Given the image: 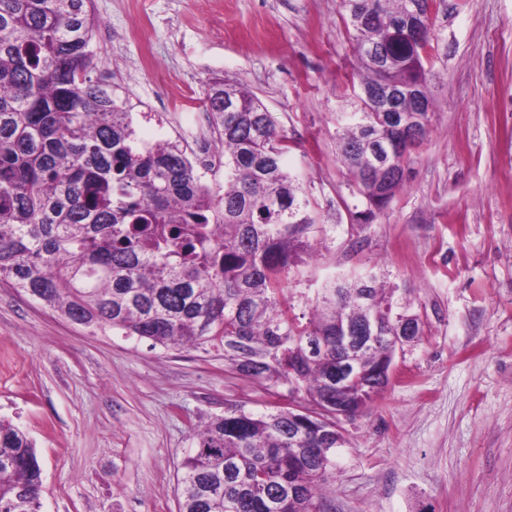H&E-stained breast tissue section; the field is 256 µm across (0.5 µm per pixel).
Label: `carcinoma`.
Returning a JSON list of instances; mask_svg holds the SVG:
<instances>
[{
	"instance_id": "obj_1",
	"label": "carcinoma",
	"mask_w": 512,
	"mask_h": 512,
	"mask_svg": "<svg viewBox=\"0 0 512 512\" xmlns=\"http://www.w3.org/2000/svg\"><path fill=\"white\" fill-rule=\"evenodd\" d=\"M415 0H341L364 75L360 108L340 121L339 159L367 224L405 179L403 124L430 132L425 64L433 21ZM99 19L92 0H0V281L86 328L152 346L224 343L247 377L296 384L313 412L231 407L210 418L181 463L179 512H327L336 413L365 412L395 355L356 336L367 321L410 312L374 279L331 282L288 314L281 273L315 221L288 170L274 114L238 83L212 79L207 117L224 158L210 185L176 139L138 138L133 114L92 79ZM378 89L377 99L364 92ZM348 367L336 384V369ZM42 468L28 435L0 419V512H42Z\"/></svg>"
}]
</instances>
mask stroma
Listing matches in <instances>:
<instances>
[{"label":"stroma","mask_w":512,"mask_h":512,"mask_svg":"<svg viewBox=\"0 0 512 512\" xmlns=\"http://www.w3.org/2000/svg\"><path fill=\"white\" fill-rule=\"evenodd\" d=\"M95 79L133 114L204 99L213 76L277 117L317 220L282 279L296 313L376 276L422 321L368 414L342 420L331 512H512V0H440L431 133L368 224L336 157L358 66L341 0H93ZM223 347L174 349L71 323L0 281V418L36 444L43 512H178V468L211 416L287 402Z\"/></svg>","instance_id":"1"}]
</instances>
